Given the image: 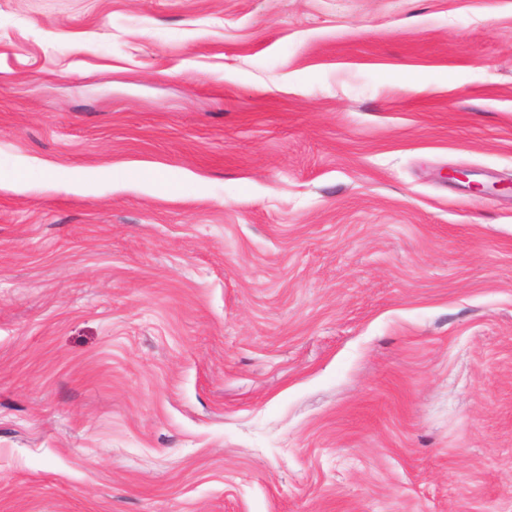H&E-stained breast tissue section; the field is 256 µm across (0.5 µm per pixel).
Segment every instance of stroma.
<instances>
[{"label":"stroma","instance_id":"1","mask_svg":"<svg viewBox=\"0 0 512 512\" xmlns=\"http://www.w3.org/2000/svg\"><path fill=\"white\" fill-rule=\"evenodd\" d=\"M0 512H512V0H0Z\"/></svg>","mask_w":512,"mask_h":512}]
</instances>
